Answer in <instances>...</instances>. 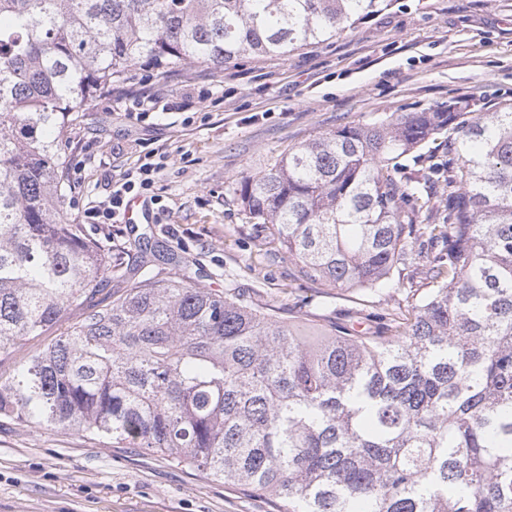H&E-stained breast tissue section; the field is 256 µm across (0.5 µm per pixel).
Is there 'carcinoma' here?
<instances>
[{
	"instance_id": "obj_1",
	"label": "carcinoma",
	"mask_w": 512,
	"mask_h": 512,
	"mask_svg": "<svg viewBox=\"0 0 512 512\" xmlns=\"http://www.w3.org/2000/svg\"><path fill=\"white\" fill-rule=\"evenodd\" d=\"M391 0H0V360L84 318L0 379V426L149 448L284 512H512V106L412 112L288 148L238 189L298 274L393 296L413 240L433 256L384 330L303 336L273 307L177 266L128 273L60 203L61 144L90 104L145 69L287 56ZM437 135L464 148L401 176ZM433 194L432 202L430 203L431 210L426 211L424 208L420 220L424 219V224H437L439 213L446 208L448 200V186L445 182L439 181L431 186Z\"/></svg>"
}]
</instances>
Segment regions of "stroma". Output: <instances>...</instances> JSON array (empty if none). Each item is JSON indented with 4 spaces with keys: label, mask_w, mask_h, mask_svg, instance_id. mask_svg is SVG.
Masks as SVG:
<instances>
[{
    "label": "stroma",
    "mask_w": 512,
    "mask_h": 512,
    "mask_svg": "<svg viewBox=\"0 0 512 512\" xmlns=\"http://www.w3.org/2000/svg\"><path fill=\"white\" fill-rule=\"evenodd\" d=\"M156 98L141 117L135 102ZM467 100L512 105V0H394L351 31L285 57L241 55L224 71L186 66L94 102L63 144V208L113 256L144 238L174 252L205 288H242L313 335L350 323L354 299L299 278L287 254L263 255L259 225L236 189L289 146L343 125H374ZM168 156L153 188L152 224L87 217L141 147ZM0 512H279L272 499L203 478L139 448H107L68 431L0 429Z\"/></svg>",
    "instance_id": "35a3bbf8"
}]
</instances>
